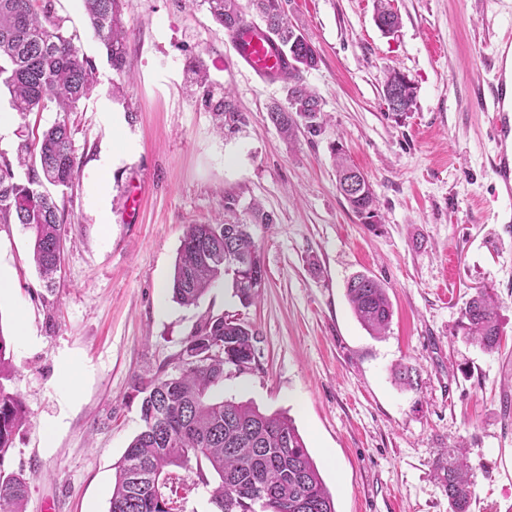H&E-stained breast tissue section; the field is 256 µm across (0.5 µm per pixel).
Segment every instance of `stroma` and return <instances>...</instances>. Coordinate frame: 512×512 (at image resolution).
Returning <instances> with one entry per match:
<instances>
[{
	"label": "stroma",
	"instance_id": "obj_1",
	"mask_svg": "<svg viewBox=\"0 0 512 512\" xmlns=\"http://www.w3.org/2000/svg\"><path fill=\"white\" fill-rule=\"evenodd\" d=\"M38 5L95 64L97 85L68 115L80 174L56 196L65 236L53 284L32 263L30 230L0 224L5 387L30 419L0 468L28 478L25 512H108L116 464L143 427L137 378L176 373L185 339L220 316L256 340L250 368L226 366L219 395L290 416L336 512H448L444 469L456 452L473 467L469 512H512V232L494 196L489 114L471 96L493 78L491 48L512 27V0H392L401 23L390 34L374 22L375 0H287L320 53L306 81L328 119L320 137L292 141L267 119L281 83L240 67L206 11L124 0L134 81L119 100L82 0ZM196 56L247 113L238 132L218 135L198 103L184 75ZM391 70L415 87L398 121L382 94ZM1 111L11 123L0 156L11 160L59 117L13 113L5 90ZM116 126L130 145L114 159ZM335 141L370 180L378 223H361L337 191ZM228 196L239 221L255 203L274 217L252 227L263 295L243 307L225 280L179 304L168 284L183 232L223 217ZM360 273L387 289L386 335L371 336L347 300ZM479 289L498 301L493 352L458 334ZM402 365L417 386L400 383ZM215 480L205 466L170 468L174 512H214Z\"/></svg>",
	"mask_w": 512,
	"mask_h": 512
}]
</instances>
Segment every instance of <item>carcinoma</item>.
<instances>
[{
    "instance_id": "carcinoma-1",
    "label": "carcinoma",
    "mask_w": 512,
    "mask_h": 512,
    "mask_svg": "<svg viewBox=\"0 0 512 512\" xmlns=\"http://www.w3.org/2000/svg\"><path fill=\"white\" fill-rule=\"evenodd\" d=\"M91 27L106 50L107 61L122 79L132 78L127 53L128 32L122 0H82ZM206 8L229 35L245 25L255 31L270 26L269 40L280 58L281 71L268 75L283 83L284 101L268 109L270 122L287 137L302 129L310 138L322 135L325 119L320 98L305 74L317 68L320 54L302 28L291 22L285 0H190ZM380 30L399 26L397 13L378 0L374 17ZM186 80L196 87L201 106L211 113L216 128L233 133L247 125L248 115L231 96L218 92L203 61L191 59ZM0 84L11 94V108L25 116L54 105L74 112L95 87V67L80 54L60 23L39 13L36 0H0ZM405 87L414 102V87L406 75L392 71L383 96ZM39 156L40 167L28 168L26 181L15 179L8 159L0 161V224H23L33 232V260L40 276L51 281L56 273L63 218L44 183L69 188L78 176L71 129L57 120L34 143L18 154ZM336 189L364 224L378 223L377 198L367 175L347 162L343 149L332 148ZM231 277L240 303L248 307L261 296L266 272L251 225L221 222L190 224L178 250L170 282L172 297L191 305L218 281ZM346 296L361 325L372 336L388 329L393 311L386 288L373 276L361 274L347 285ZM460 329L465 338L487 352L500 345L497 302L483 291L465 303ZM255 336L243 323L209 318L185 340L182 367L176 375L137 379L143 430L131 441L115 471L108 512H171L164 492L168 468L190 467L205 461L219 479L210 502L218 512H336L334 501L291 418L265 413L249 403L220 399L215 388L224 383V369L243 370L255 358ZM223 348L221 356L207 353ZM12 373L7 343L0 330V460L13 447L17 431L30 424L18 395L1 380ZM444 482L451 512H468L472 495V466L464 456L448 457ZM264 491L266 498H258ZM29 493L26 478L0 469V512H24Z\"/></svg>"
}]
</instances>
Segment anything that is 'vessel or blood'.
I'll list each match as a JSON object with an SVG mask.
<instances>
[{"instance_id":"vessel-or-blood-1","label":"vessel or blood","mask_w":512,"mask_h":512,"mask_svg":"<svg viewBox=\"0 0 512 512\" xmlns=\"http://www.w3.org/2000/svg\"><path fill=\"white\" fill-rule=\"evenodd\" d=\"M237 57L245 69L261 76L275 66L276 58L260 42L238 49ZM495 79L487 85H477L473 90L479 107L491 113V132L497 150L490 161L495 176L497 198L512 201V36L498 41L493 51Z\"/></svg>"}]
</instances>
